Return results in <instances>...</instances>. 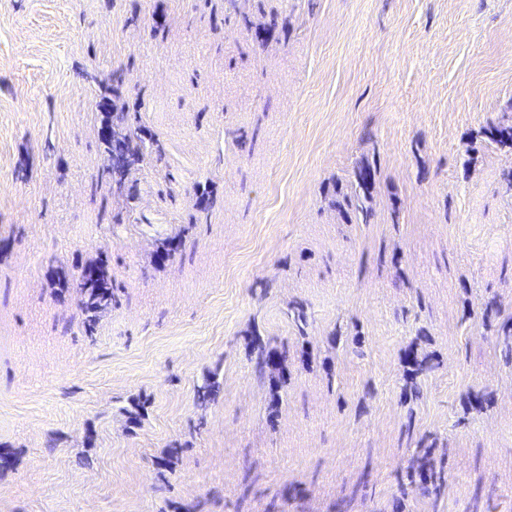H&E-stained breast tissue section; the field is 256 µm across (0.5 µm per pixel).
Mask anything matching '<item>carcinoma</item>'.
I'll return each instance as SVG.
<instances>
[{"label":"carcinoma","instance_id":"1","mask_svg":"<svg viewBox=\"0 0 512 512\" xmlns=\"http://www.w3.org/2000/svg\"><path fill=\"white\" fill-rule=\"evenodd\" d=\"M101 123L110 130V138L101 141L103 152L108 156L107 165L112 191L122 192L129 183L131 175L139 170L144 162V144L146 130L141 116L137 112H104ZM482 138L500 149L512 150V106L501 119L482 131ZM376 167L371 164L357 166L349 181V189L336 186L333 189L332 205L349 220L357 224H369L374 217L372 208L376 190ZM179 241L175 237L160 240L156 245V254L164 260H172L178 252ZM90 273H81L73 282L80 296V305L84 315L82 329L87 336L95 334L98 319L102 312L112 307L115 288L108 261L99 258L86 266ZM289 316L300 333H305L309 317L305 305L294 302L289 307ZM478 318L482 323L494 328L496 336L502 340L504 358L512 359V313L503 310L496 297L484 300ZM251 359L255 373L260 377H270L277 387L284 386L287 373L286 353L261 335L259 328L250 330ZM434 359L427 354H415V349L406 350L403 358L404 379L409 391H418L417 377L431 369ZM220 383L210 378L198 386L196 401L201 406L215 400ZM408 487L410 492L421 497L437 496L446 485L443 469L436 467L434 451L428 445L427 438L419 440L417 448L407 466Z\"/></svg>","mask_w":512,"mask_h":512}]
</instances>
